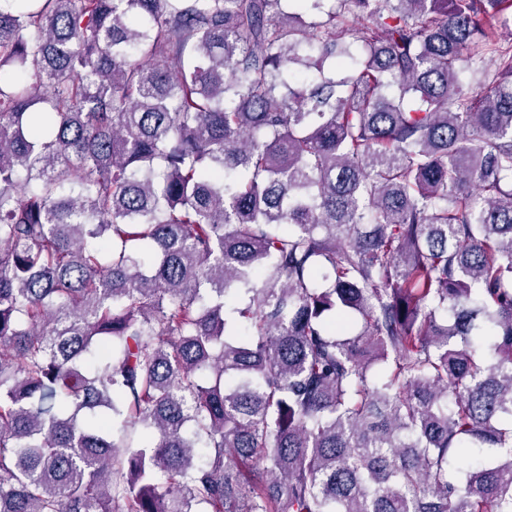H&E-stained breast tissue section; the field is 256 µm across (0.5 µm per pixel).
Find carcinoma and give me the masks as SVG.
I'll return each instance as SVG.
<instances>
[{
  "label": "carcinoma",
  "instance_id": "carcinoma-1",
  "mask_svg": "<svg viewBox=\"0 0 512 512\" xmlns=\"http://www.w3.org/2000/svg\"><path fill=\"white\" fill-rule=\"evenodd\" d=\"M512 0H0V512H512Z\"/></svg>",
  "mask_w": 512,
  "mask_h": 512
}]
</instances>
